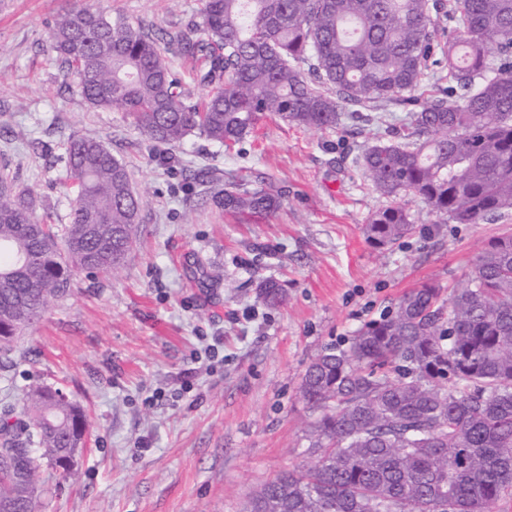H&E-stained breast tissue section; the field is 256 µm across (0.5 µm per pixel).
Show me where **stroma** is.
Segmentation results:
<instances>
[{"label": "stroma", "instance_id": "stroma-1", "mask_svg": "<svg viewBox=\"0 0 512 512\" xmlns=\"http://www.w3.org/2000/svg\"><path fill=\"white\" fill-rule=\"evenodd\" d=\"M79 4L156 36L197 18V0H0V172L36 197V219L66 223L60 159L84 135L123 160L141 196L122 270L76 273L13 342L0 412L34 385L85 410L86 448L39 512H244L261 484L310 461L317 413L299 393L310 361L347 348L410 288L466 285L486 243L512 230V212L454 224L409 197L414 232L375 248L364 224L385 200L353 162L363 138L270 118L239 153L194 133L164 164L126 113L90 108L51 64L49 29ZM208 170L217 192L263 177L280 209L246 224L199 203L194 175ZM266 279L282 303L262 301Z\"/></svg>", "mask_w": 512, "mask_h": 512}]
</instances>
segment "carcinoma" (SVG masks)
Here are the masks:
<instances>
[{
	"mask_svg": "<svg viewBox=\"0 0 512 512\" xmlns=\"http://www.w3.org/2000/svg\"><path fill=\"white\" fill-rule=\"evenodd\" d=\"M201 22L154 37L90 7L50 32L58 71L96 109L126 113L170 150L191 133L232 149L270 115L335 131L348 115L365 137L354 163L387 204L365 235L384 248L414 232L412 194L455 224L512 211V0H198ZM199 64L191 101L164 52ZM387 103L412 106L392 126ZM69 223L34 217V199L0 176V327L15 336L65 294L73 273L114 274L141 202L126 165L100 139L65 148ZM233 216L266 218L280 194L262 185L213 196ZM268 304L281 285L260 284ZM320 415L309 467L281 472L246 512H488L512 498V233L489 240L469 281L404 292L346 349H328L301 377ZM70 399L32 387L0 414V512H37L66 476L49 456L82 442Z\"/></svg>",
	"mask_w": 512,
	"mask_h": 512,
	"instance_id": "1",
	"label": "carcinoma"
}]
</instances>
